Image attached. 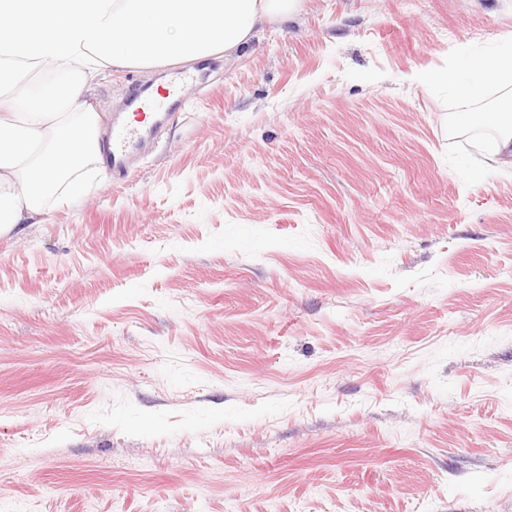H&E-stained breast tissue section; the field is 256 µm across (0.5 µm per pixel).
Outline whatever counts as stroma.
Instances as JSON below:
<instances>
[{"instance_id": "35a3bbf8", "label": "stroma", "mask_w": 512, "mask_h": 512, "mask_svg": "<svg viewBox=\"0 0 512 512\" xmlns=\"http://www.w3.org/2000/svg\"><path fill=\"white\" fill-rule=\"evenodd\" d=\"M512 0H302L124 179L0 235V512H512V168L418 73Z\"/></svg>"}]
</instances>
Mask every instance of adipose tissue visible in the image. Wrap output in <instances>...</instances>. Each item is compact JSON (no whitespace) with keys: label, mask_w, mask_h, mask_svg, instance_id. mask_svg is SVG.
Masks as SVG:
<instances>
[{"label":"adipose tissue","mask_w":512,"mask_h":512,"mask_svg":"<svg viewBox=\"0 0 512 512\" xmlns=\"http://www.w3.org/2000/svg\"><path fill=\"white\" fill-rule=\"evenodd\" d=\"M300 0H0V234L42 223L49 206L82 194L100 158L99 116L87 94L110 69L232 56ZM462 102L512 82V41L459 67L426 73ZM466 121L496 126L488 166L512 155V99Z\"/></svg>","instance_id":"ef3b65f1"}]
</instances>
